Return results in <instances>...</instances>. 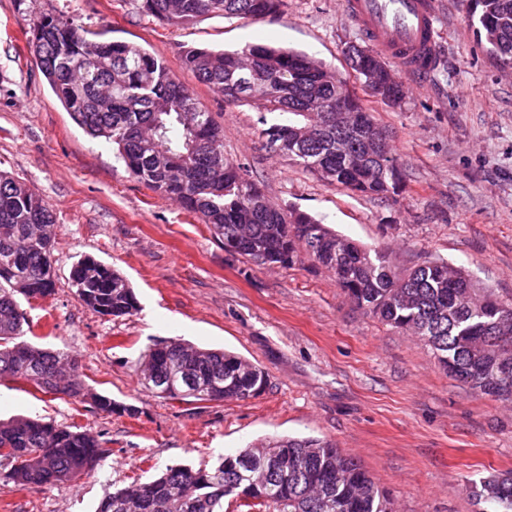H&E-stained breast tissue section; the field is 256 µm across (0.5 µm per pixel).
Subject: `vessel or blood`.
I'll return each mask as SVG.
<instances>
[{
    "mask_svg": "<svg viewBox=\"0 0 512 512\" xmlns=\"http://www.w3.org/2000/svg\"><path fill=\"white\" fill-rule=\"evenodd\" d=\"M361 34L413 83L437 62L434 0H342Z\"/></svg>",
    "mask_w": 512,
    "mask_h": 512,
    "instance_id": "1",
    "label": "vessel or blood"
}]
</instances>
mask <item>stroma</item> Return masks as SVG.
Returning <instances> with one entry per match:
<instances>
[{"mask_svg": "<svg viewBox=\"0 0 512 512\" xmlns=\"http://www.w3.org/2000/svg\"><path fill=\"white\" fill-rule=\"evenodd\" d=\"M435 10L440 57L427 80H403L394 102L362 98L403 174L398 194L378 198L268 153L260 130L278 114L225 104L181 63L190 47L262 42L348 73L349 46L367 41L341 0H284L271 17L206 16L186 26L146 15L141 0H0V170L34 188L57 223L55 293L21 302L26 337L76 355L90 388L137 410L108 415L0 380V420L74 423L112 447L90 478L41 490L0 481V512H94L131 478L149 481L169 465L209 467L283 436L335 443L389 492L394 512H482L471 486L512 470V405L449 377L417 336L357 308L307 253L281 267L225 251L196 215L133 179L110 143L72 120L28 44L33 19L53 14L102 40L160 54L220 123L225 155L244 164L273 203L384 252L397 272L440 257L510 301L512 66L477 38L465 0H435ZM86 255L127 278L136 313L106 317L81 303L71 270ZM175 337L256 362L266 389L232 403L156 397L134 364Z\"/></svg>", "mask_w": 512, "mask_h": 512, "instance_id": "obj_1", "label": "stroma"}]
</instances>
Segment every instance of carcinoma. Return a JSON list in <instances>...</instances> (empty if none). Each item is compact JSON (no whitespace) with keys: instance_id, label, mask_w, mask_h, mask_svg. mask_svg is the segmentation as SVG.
<instances>
[{"instance_id":"carcinoma-1","label":"carcinoma","mask_w":512,"mask_h":512,"mask_svg":"<svg viewBox=\"0 0 512 512\" xmlns=\"http://www.w3.org/2000/svg\"><path fill=\"white\" fill-rule=\"evenodd\" d=\"M283 0H142L162 23H191L202 16L258 19L278 12ZM469 20L488 52L512 65V0H467ZM37 67L74 121L91 137L112 143L129 174L180 202L210 226L228 252L252 262L287 267L304 244L361 309L420 337L440 366L471 389L512 403V303L491 289L480 295L471 280L442 258L429 257L397 275L387 257L349 240L311 215L269 202L246 167L224 156L222 130L175 78L162 58L125 42H105L61 16L30 25ZM185 68L219 90L227 104L254 105L284 116L261 130L265 149L360 196L385 197L402 173L390 150L377 152L371 137L383 133L345 77L300 51L249 43L239 51L188 48ZM349 68L364 91L384 101L401 86L380 56L351 47ZM340 99L346 112H318L313 103ZM53 210L27 184L0 172V379L88 401L112 414V398L89 388L79 360L21 341L25 315L17 296L55 293L51 247ZM79 300L102 316L134 313L127 280L86 255L72 268ZM153 380L141 384L167 400L234 402L266 385L255 363L225 351L170 339L141 365ZM112 455L99 435L17 416L0 421V479L22 489L77 481ZM473 495L512 512V471L491 474ZM242 512H393L389 493L354 458L329 441L281 437L220 458L207 469L169 466L157 479L117 489L95 512H224V498Z\"/></svg>"}]
</instances>
